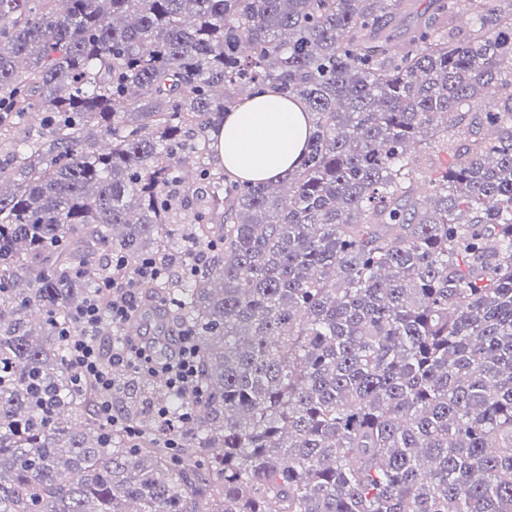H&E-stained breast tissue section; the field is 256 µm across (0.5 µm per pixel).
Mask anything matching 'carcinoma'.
I'll return each instance as SVG.
<instances>
[{"mask_svg":"<svg viewBox=\"0 0 512 512\" xmlns=\"http://www.w3.org/2000/svg\"><path fill=\"white\" fill-rule=\"evenodd\" d=\"M413 6L0 0V512H512V0ZM266 86L312 131L253 184L209 130ZM176 250L202 400L117 373L131 436L61 331Z\"/></svg>","mask_w":512,"mask_h":512,"instance_id":"1","label":"carcinoma"}]
</instances>
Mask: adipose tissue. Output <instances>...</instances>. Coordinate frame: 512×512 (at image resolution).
Returning <instances> with one entry per match:
<instances>
[{"label": "adipose tissue", "instance_id": "ef3b65f1", "mask_svg": "<svg viewBox=\"0 0 512 512\" xmlns=\"http://www.w3.org/2000/svg\"><path fill=\"white\" fill-rule=\"evenodd\" d=\"M309 130L305 103L269 88L226 112L210 135L216 156L234 176L266 181L299 165Z\"/></svg>", "mask_w": 512, "mask_h": 512}]
</instances>
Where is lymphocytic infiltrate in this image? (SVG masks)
<instances>
[{"mask_svg":"<svg viewBox=\"0 0 512 512\" xmlns=\"http://www.w3.org/2000/svg\"><path fill=\"white\" fill-rule=\"evenodd\" d=\"M111 265L115 274L103 283L109 295L107 304L90 300L74 314L76 330L64 331L63 336L74 372V385L88 381L97 384L101 392L97 413L103 422L114 427L124 423L112 405L111 396L117 388L112 377L114 366H124L143 377L162 376L166 389L179 395L196 391L199 367L195 339L185 332L178 336V350L174 357L164 362L154 360L140 343L126 349L110 347L102 342L98 335L101 311H108L113 325H125L140 305V284L162 273L155 259L150 257L132 265L126 258L116 255Z\"/></svg>","mask_w":512,"mask_h":512,"instance_id":"obj_1","label":"lymphocytic infiltrate"}]
</instances>
